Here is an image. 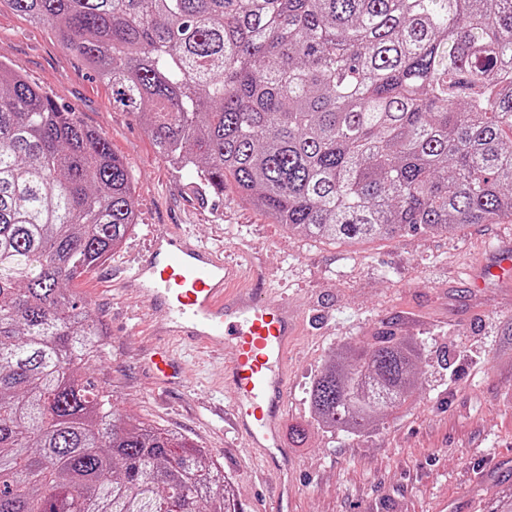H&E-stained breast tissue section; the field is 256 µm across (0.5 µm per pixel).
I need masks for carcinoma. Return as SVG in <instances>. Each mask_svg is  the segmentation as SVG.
I'll list each match as a JSON object with an SVG mask.
<instances>
[{"instance_id": "cac0c4a2", "label": "carcinoma", "mask_w": 512, "mask_h": 512, "mask_svg": "<svg viewBox=\"0 0 512 512\" xmlns=\"http://www.w3.org/2000/svg\"><path fill=\"white\" fill-rule=\"evenodd\" d=\"M75 50L159 153L356 251L512 223V0H4ZM137 224L107 138L0 62V512H242L211 453L87 378L71 284ZM313 381L319 423L412 396L393 333Z\"/></svg>"}]
</instances>
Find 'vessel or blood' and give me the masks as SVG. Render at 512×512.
<instances>
[{
    "label": "vessel or blood",
    "instance_id": "vessel-or-blood-1",
    "mask_svg": "<svg viewBox=\"0 0 512 512\" xmlns=\"http://www.w3.org/2000/svg\"><path fill=\"white\" fill-rule=\"evenodd\" d=\"M512 271V247L489 251L475 281ZM120 288L145 308L167 312L148 365L159 387L187 381V367L170 339L225 354L223 382L229 392L215 414L240 437L249 457L280 473L276 512H288L294 489L289 450L282 441L288 408V353L297 322L287 299L262 280L249 279L223 250L161 224L150 235L148 257L131 266Z\"/></svg>",
    "mask_w": 512,
    "mask_h": 512
}]
</instances>
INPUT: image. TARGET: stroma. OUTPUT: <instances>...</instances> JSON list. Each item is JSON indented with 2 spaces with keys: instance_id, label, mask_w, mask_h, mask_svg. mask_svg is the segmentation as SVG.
<instances>
[{
  "instance_id": "1",
  "label": "stroma",
  "mask_w": 512,
  "mask_h": 512,
  "mask_svg": "<svg viewBox=\"0 0 512 512\" xmlns=\"http://www.w3.org/2000/svg\"><path fill=\"white\" fill-rule=\"evenodd\" d=\"M0 61L102 132L133 176L135 230L108 265L76 284L104 331L106 356L89 374L122 409L208 449L244 512H274L278 471L245 459L233 430L205 423L224 397L222 360L178 344L193 380L157 389L143 359L166 313L132 303L104 278L107 266L146 253L155 225L177 224L269 279L297 316L286 424L304 428L305 438L285 441L296 476L292 512H438L449 500L455 512H495L512 494V279L479 285L467 275L494 246L512 244V224L406 234L356 254L291 235L243 203L232 183L220 196L197 187L133 114L113 104L111 88L75 51L5 5ZM388 331L418 349L411 399L362 433L319 424L308 401L314 376L334 354L372 346Z\"/></svg>"
}]
</instances>
